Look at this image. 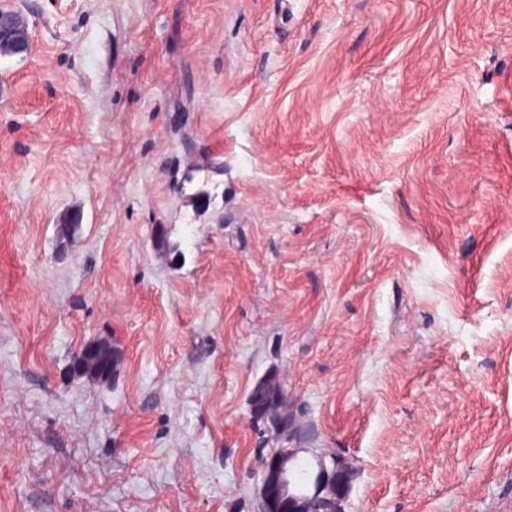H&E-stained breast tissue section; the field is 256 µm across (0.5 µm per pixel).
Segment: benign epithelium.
I'll return each mask as SVG.
<instances>
[{
  "mask_svg": "<svg viewBox=\"0 0 512 512\" xmlns=\"http://www.w3.org/2000/svg\"><path fill=\"white\" fill-rule=\"evenodd\" d=\"M0 42L9 43L17 54L29 51L28 30L15 15L0 13ZM251 415L268 423L275 431V441H281L283 423L271 411L253 406ZM300 452V448H260L257 462L263 473L258 487V512H339L333 470L345 458L340 455L317 458L316 469L310 472L306 482L299 483L294 474L301 461Z\"/></svg>",
  "mask_w": 512,
  "mask_h": 512,
  "instance_id": "benign-epithelium-1",
  "label": "benign epithelium"
}]
</instances>
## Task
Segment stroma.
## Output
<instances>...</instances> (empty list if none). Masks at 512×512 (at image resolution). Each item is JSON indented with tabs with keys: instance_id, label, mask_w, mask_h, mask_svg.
I'll return each mask as SVG.
<instances>
[{
	"instance_id": "35a3bbf8",
	"label": "stroma",
	"mask_w": 512,
	"mask_h": 512,
	"mask_svg": "<svg viewBox=\"0 0 512 512\" xmlns=\"http://www.w3.org/2000/svg\"><path fill=\"white\" fill-rule=\"evenodd\" d=\"M1 9L0 512H255L269 372L345 512H512V0ZM0 52L1 54H11L9 47L4 42L9 43L15 54L27 53L30 49V36L25 25H22L15 15L9 13H0ZM119 362V354L107 344L87 347L77 360L79 376L88 378H106Z\"/></svg>"
}]
</instances>
